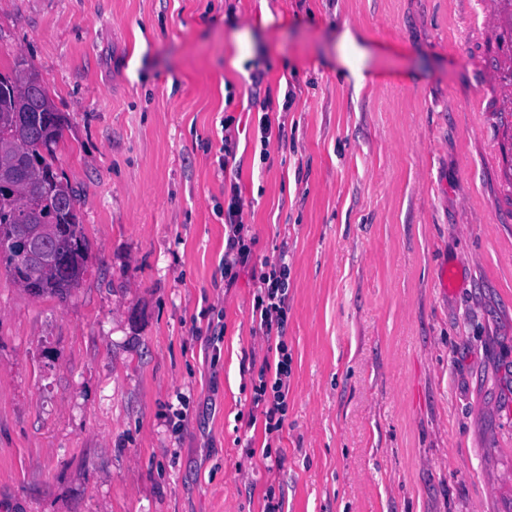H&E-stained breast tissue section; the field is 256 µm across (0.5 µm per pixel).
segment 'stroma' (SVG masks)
I'll return each instance as SVG.
<instances>
[{"label": "stroma", "instance_id": "stroma-1", "mask_svg": "<svg viewBox=\"0 0 512 512\" xmlns=\"http://www.w3.org/2000/svg\"><path fill=\"white\" fill-rule=\"evenodd\" d=\"M484 2L0 0L89 245L64 301L0 265V512H262L274 481L284 512H512V27ZM256 70L294 96L264 161ZM228 113L255 255L291 270L273 471Z\"/></svg>", "mask_w": 512, "mask_h": 512}]
</instances>
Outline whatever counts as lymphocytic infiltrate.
<instances>
[{"instance_id":"f902f5d3","label":"lymphocytic infiltrate","mask_w":512,"mask_h":512,"mask_svg":"<svg viewBox=\"0 0 512 512\" xmlns=\"http://www.w3.org/2000/svg\"><path fill=\"white\" fill-rule=\"evenodd\" d=\"M265 75L256 71L250 76L249 93L262 111L258 131L260 155L268 157L272 139H284L285 123L272 119L269 91L264 86ZM245 199L238 182H230L224 191V285L232 287L242 269H250L258 286L254 296L252 319L255 331L267 342V354L253 375L250 393V416H262L268 441L262 450L267 468L280 466L279 450L272 441L279 439L288 418V380L292 374V354L286 339L288 333V290L290 268L284 257L263 259L253 265L255 239L243 220Z\"/></svg>"}]
</instances>
